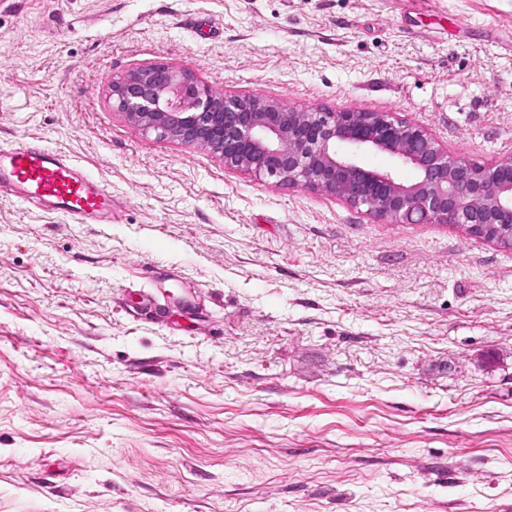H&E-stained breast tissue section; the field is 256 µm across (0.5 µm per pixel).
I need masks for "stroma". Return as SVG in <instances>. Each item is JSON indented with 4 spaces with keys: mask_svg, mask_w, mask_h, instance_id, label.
Masks as SVG:
<instances>
[{
    "mask_svg": "<svg viewBox=\"0 0 512 512\" xmlns=\"http://www.w3.org/2000/svg\"><path fill=\"white\" fill-rule=\"evenodd\" d=\"M159 66L512 157V0H0V145L112 189L0 194V512L512 507V250L157 138ZM5 186L22 202L43 205L73 223L112 221L109 185L46 145L0 147V188Z\"/></svg>",
    "mask_w": 512,
    "mask_h": 512,
    "instance_id": "obj_1",
    "label": "stroma"
}]
</instances>
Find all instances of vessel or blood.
Segmentation results:
<instances>
[{"label": "vessel or blood", "instance_id": "obj_1", "mask_svg": "<svg viewBox=\"0 0 512 512\" xmlns=\"http://www.w3.org/2000/svg\"><path fill=\"white\" fill-rule=\"evenodd\" d=\"M5 186L22 202L43 205L74 223L112 221L109 185L46 145L0 147V188Z\"/></svg>", "mask_w": 512, "mask_h": 512}]
</instances>
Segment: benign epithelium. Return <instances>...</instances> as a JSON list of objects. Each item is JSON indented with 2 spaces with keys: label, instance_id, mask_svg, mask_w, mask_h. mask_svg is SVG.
I'll use <instances>...</instances> for the list:
<instances>
[{
  "label": "benign epithelium",
  "instance_id": "obj_1",
  "mask_svg": "<svg viewBox=\"0 0 512 512\" xmlns=\"http://www.w3.org/2000/svg\"><path fill=\"white\" fill-rule=\"evenodd\" d=\"M112 100L146 131L199 145L224 165L281 185L302 182L401 224H454L512 246V158L478 163L448 152L425 128L388 112L321 111L223 95L184 70L143 68L112 82ZM382 151L414 166L406 184L363 163Z\"/></svg>",
  "mask_w": 512,
  "mask_h": 512
}]
</instances>
